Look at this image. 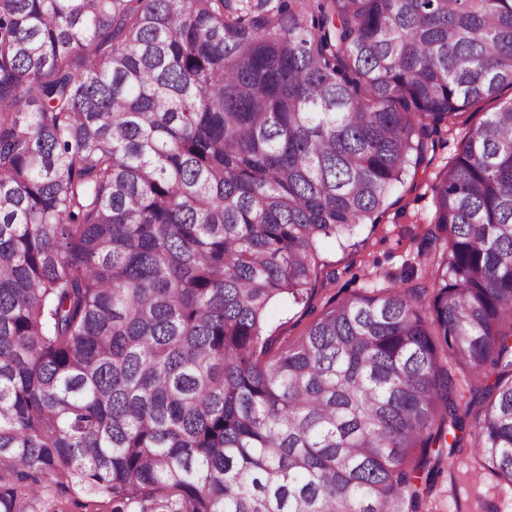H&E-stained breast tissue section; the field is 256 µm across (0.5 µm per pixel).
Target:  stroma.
<instances>
[{
	"label": "stroma",
	"mask_w": 512,
	"mask_h": 512,
	"mask_svg": "<svg viewBox=\"0 0 512 512\" xmlns=\"http://www.w3.org/2000/svg\"><path fill=\"white\" fill-rule=\"evenodd\" d=\"M473 123L469 115H461L454 131L443 134L432 160L408 175L377 223L358 227L356 248H343L334 241L324 243L328 268L337 278L316 281L312 309L323 308L335 297L385 288L405 279L413 284L422 282L425 236L434 213L430 186ZM311 311L276 302L269 309L267 330L283 340L299 336L313 319ZM421 499L422 512H512V484L475 471L465 452L443 467L434 486L422 491ZM22 507L24 512H112L113 505L111 498L59 475L44 484L37 497L24 500Z\"/></svg>",
	"instance_id": "obj_1"
}]
</instances>
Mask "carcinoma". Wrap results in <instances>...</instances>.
I'll return each mask as SVG.
<instances>
[{"label":"carcinoma","mask_w":512,"mask_h":512,"mask_svg":"<svg viewBox=\"0 0 512 512\" xmlns=\"http://www.w3.org/2000/svg\"><path fill=\"white\" fill-rule=\"evenodd\" d=\"M508 89L512 0H0V512H418L436 446L512 483V99L427 281L266 326ZM26 512H112V499L75 483L69 476H56L39 488L38 496L25 499Z\"/></svg>","instance_id":"cac0c4a2"}]
</instances>
